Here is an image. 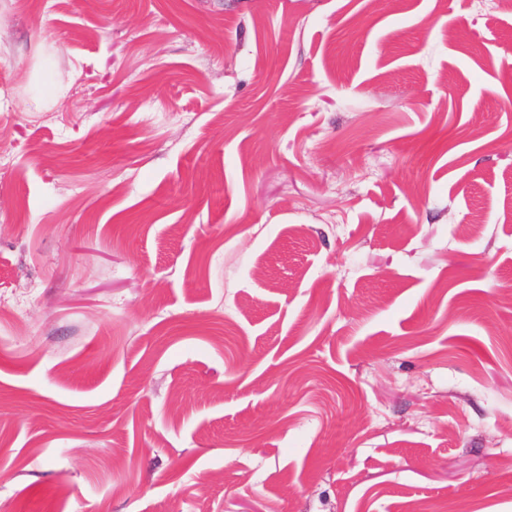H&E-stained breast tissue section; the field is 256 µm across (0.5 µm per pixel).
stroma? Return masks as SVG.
I'll return each instance as SVG.
<instances>
[{
	"label": "stroma",
	"instance_id": "35a3bbf8",
	"mask_svg": "<svg viewBox=\"0 0 512 512\" xmlns=\"http://www.w3.org/2000/svg\"><path fill=\"white\" fill-rule=\"evenodd\" d=\"M512 0H0V512H512Z\"/></svg>",
	"mask_w": 512,
	"mask_h": 512
}]
</instances>
